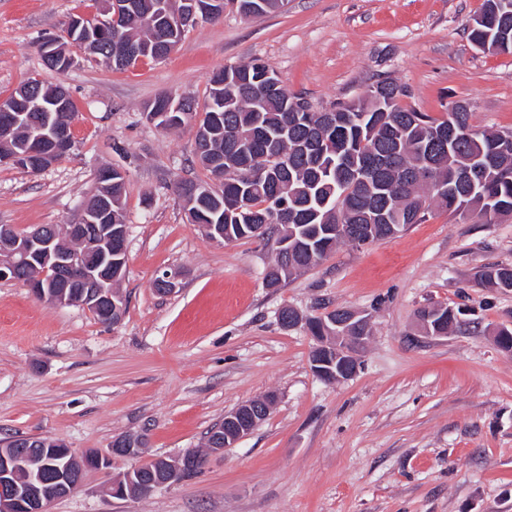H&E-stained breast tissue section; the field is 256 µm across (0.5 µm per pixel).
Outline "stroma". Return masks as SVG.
<instances>
[{
	"label": "stroma",
	"mask_w": 512,
	"mask_h": 512,
	"mask_svg": "<svg viewBox=\"0 0 512 512\" xmlns=\"http://www.w3.org/2000/svg\"><path fill=\"white\" fill-rule=\"evenodd\" d=\"M483 0H288L245 17L233 8L189 27L164 59L115 70L79 47L66 74L44 41L96 0H0V99L36 78L64 83L74 146L33 173L0 164V224H76L97 171L126 173V309L117 325L53 306L0 281V441L42 437L75 455L109 456L48 512H512V353L492 331L512 325V290L475 275L512 264V218L459 220L428 209L421 223L361 247L339 244L318 265L269 288L270 247L209 240L176 192L207 181L192 126L149 123L147 103L171 94L205 102L225 65L258 59L318 107L360 96L378 78L406 87L431 116L467 102L477 129L512 131V54L469 40ZM174 292L156 291L163 273ZM467 308L469 326L425 336L420 308ZM337 308L371 315L360 368L326 381L314 340L285 328ZM267 418L234 447L206 450L225 413L265 395ZM140 436L138 455L112 443ZM202 451L193 476L145 498H115L112 478L138 462Z\"/></svg>",
	"instance_id": "stroma-1"
}]
</instances>
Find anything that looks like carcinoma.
I'll return each mask as SVG.
<instances>
[{
	"label": "carcinoma",
	"instance_id": "cac0c4a2",
	"mask_svg": "<svg viewBox=\"0 0 512 512\" xmlns=\"http://www.w3.org/2000/svg\"><path fill=\"white\" fill-rule=\"evenodd\" d=\"M123 2L112 0L98 56L110 60L118 44L138 47L130 67L167 56L162 33L176 45L185 27L168 23L163 29L162 19L174 17L183 0H134L130 13ZM469 39L484 51L512 54V9L503 12L497 0H484ZM71 41L83 42L84 34L77 30L72 40L58 44L52 69L60 74L72 65L66 49ZM267 69L257 59L226 66L210 76L204 106L186 97L180 122H156L171 129L195 120L206 132L196 143L201 165L214 154L224 156V182L210 187L211 195L192 197L198 183L191 180L179 183L178 192L195 200L205 223L224 228V241L260 238L274 244L266 287L277 288L316 266L340 243L391 238L432 205L461 218L512 217V131L476 133L448 111L439 118L418 112L401 104L408 90L393 81L336 103L325 117L285 86L271 88ZM64 91L61 84L31 78L14 96L36 97L49 106ZM428 161L432 180L421 181L417 171ZM102 195L114 201L108 223H125V187L117 170ZM477 278L489 288H512V266L484 267ZM454 311L450 315L447 305L422 308V329L448 334L460 328L467 323L465 313ZM27 441L29 449L44 453L48 466H71L69 459L49 454L44 439Z\"/></svg>",
	"mask_w": 512,
	"mask_h": 512
}]
</instances>
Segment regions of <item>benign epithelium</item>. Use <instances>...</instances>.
<instances>
[{"label": "benign epithelium", "instance_id": "obj_1", "mask_svg": "<svg viewBox=\"0 0 512 512\" xmlns=\"http://www.w3.org/2000/svg\"><path fill=\"white\" fill-rule=\"evenodd\" d=\"M226 0H194L189 10L177 16L184 23L198 24L216 16H223ZM65 99L57 102V111L50 109L36 98L17 100L7 104L0 100V112L9 113L0 123V142H8L17 128L26 131L22 150L3 151L0 164H10L28 171L42 170L58 162L71 151L69 136L72 118L63 117ZM45 112L44 123H27L29 112ZM99 183H94L81 207V223L67 224L71 234H81L83 225L95 224L99 206L93 201L102 200L98 193ZM125 228L112 229L110 224H96V237L89 246L99 250L93 263L59 251L56 237L36 227L21 232L11 224H0V281L15 277L19 262L33 254L40 255V267L35 269L25 287L38 300L55 306H81L89 310L104 324L118 323L124 314V305L115 293L112 278V243L116 242ZM368 343L364 336H331L317 342L310 357L311 368L319 365V352L327 351L347 361H358V354ZM271 396L262 400L248 401L233 412L224 415V447L235 445L262 423L269 412ZM196 454L189 452L163 466L150 467V462L129 470L114 478L108 492L114 497L149 496L156 488L178 482L186 471L196 464ZM108 458L89 454L83 458L79 472L69 469L50 472L44 458L30 450L20 448L11 453H0V512H47V506L78 488L84 472L98 469Z\"/></svg>", "mask_w": 512, "mask_h": 512}]
</instances>
